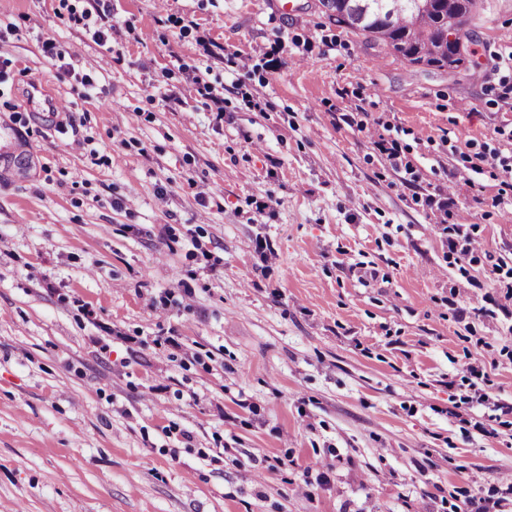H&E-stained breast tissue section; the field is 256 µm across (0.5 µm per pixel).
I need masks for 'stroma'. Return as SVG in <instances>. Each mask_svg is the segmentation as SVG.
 Here are the masks:
<instances>
[{
  "instance_id": "obj_1",
  "label": "stroma",
  "mask_w": 512,
  "mask_h": 512,
  "mask_svg": "<svg viewBox=\"0 0 512 512\" xmlns=\"http://www.w3.org/2000/svg\"><path fill=\"white\" fill-rule=\"evenodd\" d=\"M466 30L448 71L320 0H0V512H512V200L467 171L512 0Z\"/></svg>"
}]
</instances>
